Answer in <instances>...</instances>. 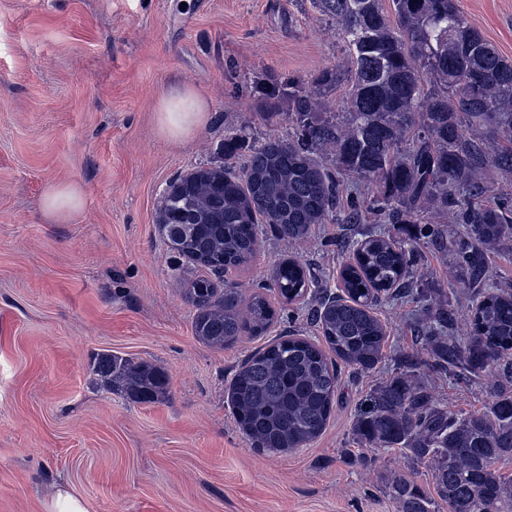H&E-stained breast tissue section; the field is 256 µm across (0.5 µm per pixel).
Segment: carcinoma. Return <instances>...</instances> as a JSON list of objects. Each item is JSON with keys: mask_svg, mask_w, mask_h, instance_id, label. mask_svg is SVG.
Segmentation results:
<instances>
[{"mask_svg": "<svg viewBox=\"0 0 512 512\" xmlns=\"http://www.w3.org/2000/svg\"><path fill=\"white\" fill-rule=\"evenodd\" d=\"M315 3L336 19L352 54L342 117L321 112L317 95L291 78L256 77L253 91L269 115L288 100L296 131L252 148L240 170L235 159L245 129L225 134L223 160L169 183L159 231L169 251L221 278L253 261L259 225L298 244L312 225L326 223L344 192L340 173L377 187L380 222L418 225L431 239L440 231L422 224L427 211L468 225L467 237L450 242L466 285L481 295L468 336L451 335L457 320L448 305L417 292L430 313L421 350L407 358L405 373L367 395L355 436L430 463L448 512H512V478L495 468L512 458V293L494 286L486 267L488 250L512 239V200L477 201L480 170L512 174V59L468 24L458 0H392L391 16L383 0ZM356 244L360 250L339 271L340 293H324L310 313L322 340L280 334L248 355L231 379V412L258 448L285 452L314 441L336 412L341 367L366 373L384 357L386 332L374 307L381 293L410 291L415 251L377 234ZM312 285L310 269L295 257L273 270L272 288L288 303ZM264 289L245 301L207 276L190 280L185 298L195 309V337L222 350L247 331L266 334L276 312ZM424 352L431 367L457 378L497 367L486 412L464 416L437 405L417 379ZM90 369L98 383L137 403H156L169 388L158 367L112 352L97 354ZM391 493L400 512H436V502L411 480H394Z\"/></svg>", "mask_w": 512, "mask_h": 512, "instance_id": "obj_1", "label": "carcinoma"}]
</instances>
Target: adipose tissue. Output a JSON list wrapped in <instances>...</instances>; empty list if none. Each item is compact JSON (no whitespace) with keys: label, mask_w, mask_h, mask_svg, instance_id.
<instances>
[{"label":"adipose tissue","mask_w":512,"mask_h":512,"mask_svg":"<svg viewBox=\"0 0 512 512\" xmlns=\"http://www.w3.org/2000/svg\"><path fill=\"white\" fill-rule=\"evenodd\" d=\"M210 117L207 99L194 86L176 85L157 103V132L166 140L187 143L208 124ZM83 203V190L73 182L49 183L42 196L44 214L56 222L68 221L82 209Z\"/></svg>","instance_id":"1"}]
</instances>
